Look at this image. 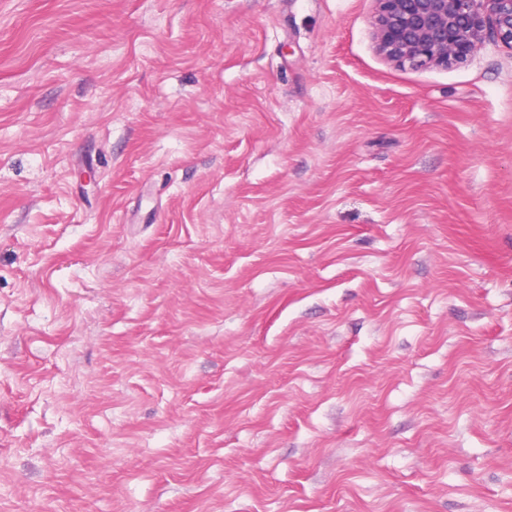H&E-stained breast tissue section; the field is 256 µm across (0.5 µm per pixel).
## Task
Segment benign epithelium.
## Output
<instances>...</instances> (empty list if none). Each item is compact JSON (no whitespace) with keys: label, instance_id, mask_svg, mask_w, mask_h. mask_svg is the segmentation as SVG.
<instances>
[{"label":"benign epithelium","instance_id":"1","mask_svg":"<svg viewBox=\"0 0 512 512\" xmlns=\"http://www.w3.org/2000/svg\"><path fill=\"white\" fill-rule=\"evenodd\" d=\"M375 41L399 67L461 62L486 32L512 47V0H376Z\"/></svg>","mask_w":512,"mask_h":512}]
</instances>
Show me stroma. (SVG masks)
Wrapping results in <instances>:
<instances>
[{
  "label": "stroma",
  "mask_w": 512,
  "mask_h": 512,
  "mask_svg": "<svg viewBox=\"0 0 512 512\" xmlns=\"http://www.w3.org/2000/svg\"><path fill=\"white\" fill-rule=\"evenodd\" d=\"M376 0H0V512H512V48ZM375 41L399 67L461 62L487 31L512 47V0H376Z\"/></svg>",
  "instance_id": "1"
}]
</instances>
